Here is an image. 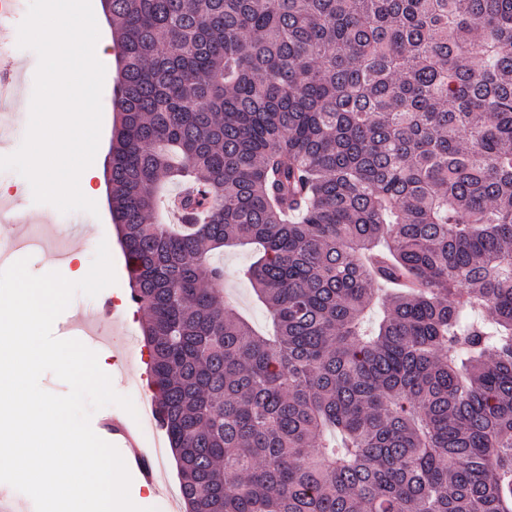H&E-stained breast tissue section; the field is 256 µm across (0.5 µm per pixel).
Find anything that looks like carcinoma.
<instances>
[{
  "mask_svg": "<svg viewBox=\"0 0 512 512\" xmlns=\"http://www.w3.org/2000/svg\"><path fill=\"white\" fill-rule=\"evenodd\" d=\"M102 4L110 211L186 512H512V0ZM214 261L224 265L226 277L224 292L233 302L236 310L249 319L252 324L262 330H271V324L263 307L256 301L251 285L238 277L237 271L253 261L251 250L239 247L224 249V253L216 252Z\"/></svg>",
  "mask_w": 512,
  "mask_h": 512,
  "instance_id": "obj_1",
  "label": "carcinoma"
}]
</instances>
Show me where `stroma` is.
I'll return each mask as SVG.
<instances>
[{"instance_id": "35a3bbf8", "label": "stroma", "mask_w": 512, "mask_h": 512, "mask_svg": "<svg viewBox=\"0 0 512 512\" xmlns=\"http://www.w3.org/2000/svg\"><path fill=\"white\" fill-rule=\"evenodd\" d=\"M6 56L18 63L22 69L19 82L11 87L5 95V103L0 106V118L11 127V145L19 147L29 121L28 104L34 86V74L38 58L33 51L18 48L16 40L6 43ZM103 64L106 69L102 93V130L99 147L92 164L99 178L90 192V199L98 207L97 215L85 212L60 213L48 204H37L32 199V191L26 186V181L20 175L5 171L0 172V183L7 185V197L15 202L18 210L27 212L32 223L37 225H53L60 234L58 246L71 248L74 257L59 266L58 271L65 278H73L79 261H92L99 242H107L113 260L117 282L104 290L97 297L91 298L84 294H76L68 307L69 313L99 305L101 301L113 298L118 302L119 309L125 310L127 317L123 326L131 340V351L128 360L131 373L128 377L113 376L114 390L123 396H137L143 401H151L152 391L146 388L143 377L147 373L149 351L144 345L141 331L144 320L143 312L137 310L130 300L128 273L125 269L124 257L118 242L117 232L112 224L107 204V182L103 176L108 158L109 141L113 123V90L118 78V58L111 55L105 57ZM81 228L87 234L85 241L71 239L74 228ZM214 260L222 264L226 272L224 292L233 302L236 310L249 319L252 324L263 331L270 330L271 324L263 307L257 302L251 285L238 277L239 269L249 265L253 260L251 250L239 247H229L225 251L215 253Z\"/></svg>"}]
</instances>
